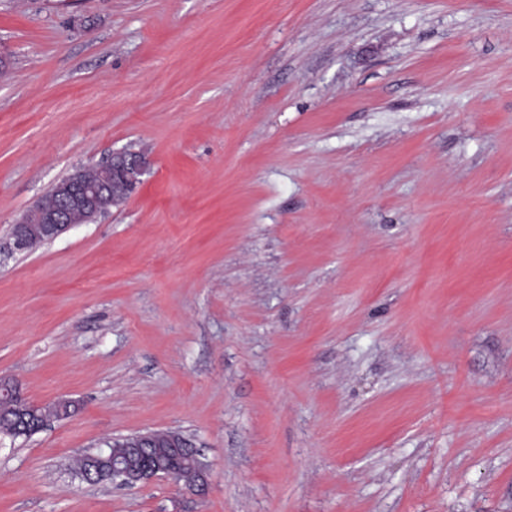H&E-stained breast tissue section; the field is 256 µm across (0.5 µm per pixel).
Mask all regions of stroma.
<instances>
[{
    "label": "stroma",
    "mask_w": 512,
    "mask_h": 512,
    "mask_svg": "<svg viewBox=\"0 0 512 512\" xmlns=\"http://www.w3.org/2000/svg\"><path fill=\"white\" fill-rule=\"evenodd\" d=\"M0 377V512H512V0H0ZM166 430L204 496L74 468ZM96 171L98 180L95 182L87 177H94L95 171L88 174L77 171L66 178L56 187L57 203L53 208L36 206L16 222V227L25 224L39 227L48 241L54 240L77 225L75 212H81L83 217L101 213L104 207L98 204V200L102 195H113V204L131 197L147 172V162L134 152L124 150L113 153L111 160ZM25 413L20 414L12 402L4 396L0 399V427L13 436H28L43 428L42 411L50 407H36L29 403Z\"/></svg>",
    "instance_id": "1"
}]
</instances>
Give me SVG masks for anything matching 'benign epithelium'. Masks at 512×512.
I'll list each match as a JSON object with an SVG mask.
<instances>
[{"label": "benign epithelium", "mask_w": 512, "mask_h": 512, "mask_svg": "<svg viewBox=\"0 0 512 512\" xmlns=\"http://www.w3.org/2000/svg\"><path fill=\"white\" fill-rule=\"evenodd\" d=\"M146 172L145 158L131 151L116 152L112 154L109 162L97 168V181L89 180L84 171L72 174L56 187L57 203L54 207L44 209L37 206L26 212L16 222V226H36L47 235L48 240H54L77 225L78 219L74 213L79 211L85 217L101 213L104 207L98 204V200L102 195L113 196L115 204L131 197ZM168 439L171 448L166 457L173 462L171 467L153 463L149 454L138 451L129 460L101 457L97 462L88 463L83 475L89 481L109 476L125 486H134L160 477L179 481L180 467L175 462L188 457L193 460L192 480L187 482L188 489L198 494L203 493L207 485L206 467L194 444L176 431L168 432Z\"/></svg>", "instance_id": "1"}]
</instances>
